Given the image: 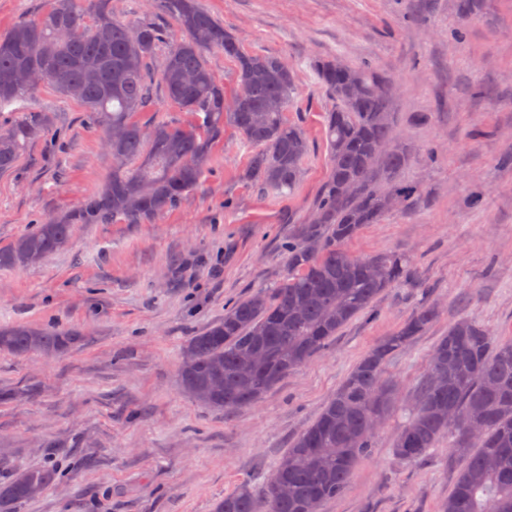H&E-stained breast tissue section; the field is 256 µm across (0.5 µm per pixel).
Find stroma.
Instances as JSON below:
<instances>
[{"instance_id":"1","label":"stroma","mask_w":512,"mask_h":512,"mask_svg":"<svg viewBox=\"0 0 512 512\" xmlns=\"http://www.w3.org/2000/svg\"><path fill=\"white\" fill-rule=\"evenodd\" d=\"M247 52L275 53L296 75L286 118L310 151L294 192L272 195L246 175L253 145L232 126L212 146L200 185L155 222L77 224L69 246L45 261L0 268V325L73 326L83 345L58 356L0 353V480L57 466L56 481L16 512H214L217 500L263 483L319 416L358 359L420 306L435 322L393 354L386 371L410 404L431 350L450 323L473 318L512 336V0H487L465 26L457 0H199ZM124 24L150 20L169 39L176 24L148 0H112ZM368 64L396 83L400 139L420 191L406 210L365 225L356 256L406 255L415 280L381 293L373 312L335 336L256 405L214 410L178 381L186 341L225 308L269 291L287 274L284 244L307 222L329 172L325 117L336 106L311 67L316 58ZM140 125L194 124L153 79ZM480 86L494 88L477 96ZM48 112L49 135L0 173V248L77 208L111 168L99 129L50 88L0 109V126ZM484 194L467 205L472 191ZM402 423L390 419L348 488L321 512H437L457 475L448 442L425 460L398 459ZM79 447H72V440Z\"/></svg>"}]
</instances>
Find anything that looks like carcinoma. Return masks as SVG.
I'll use <instances>...</instances> for the list:
<instances>
[{
  "label": "carcinoma",
  "instance_id": "1",
  "mask_svg": "<svg viewBox=\"0 0 512 512\" xmlns=\"http://www.w3.org/2000/svg\"><path fill=\"white\" fill-rule=\"evenodd\" d=\"M111 0H53L30 20L0 37V106L35 91L12 81L21 69H46L43 84L89 112L103 131L112 170L103 186L70 215L51 218L0 249V267L35 265L62 250L75 224H127L156 220L196 188L224 126L259 147L248 176L276 195L293 192L303 176L310 145L302 128L284 116L295 90V72L275 54H254L197 0H152L183 37L170 45L159 77L167 97L199 117L187 128L157 122L145 128L132 115L151 103L146 68L166 31L153 22L134 26L112 19ZM63 27L72 37L61 39ZM220 50L235 65L239 90L224 86L206 61ZM313 62L321 84L336 99L328 112L330 170L307 223L288 240V275L270 292L231 304L224 319L189 338L180 365L183 388L220 410L260 400L289 372L306 364L375 298L409 276L410 263L395 252L365 257L345 245L366 224L379 223L397 197L408 208L417 188L403 181L410 150L398 139L391 79L369 65ZM52 117L28 112L0 128V173L15 167L25 147L49 133ZM383 274L373 276L368 265ZM423 306L370 348L351 369L319 418L298 436L259 488L244 485L224 496L215 512H307V502L342 495L356 465L372 454V415L390 417L399 384L386 376L389 357L437 318ZM80 334L58 326L0 327V352L52 355L69 350ZM448 438L457 479L440 512H512V338L498 341L472 318L448 325L433 348L394 444L395 455L418 463ZM53 468H25L0 484V512L31 498V489L53 483Z\"/></svg>",
  "mask_w": 512,
  "mask_h": 512
}]
</instances>
